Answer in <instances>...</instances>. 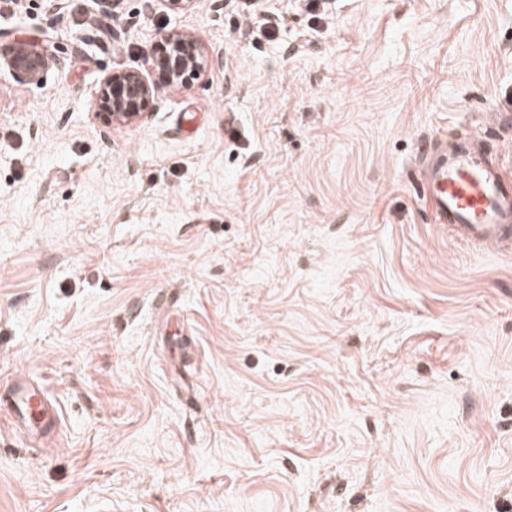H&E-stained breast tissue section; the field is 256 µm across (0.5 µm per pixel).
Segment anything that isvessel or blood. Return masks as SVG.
<instances>
[{"label":"vessel or blood","instance_id":"vessel-or-blood-1","mask_svg":"<svg viewBox=\"0 0 512 512\" xmlns=\"http://www.w3.org/2000/svg\"><path fill=\"white\" fill-rule=\"evenodd\" d=\"M423 199L440 223L475 244L512 240V175L493 166L470 140H441L422 147ZM15 429L36 432L57 419L47 394L27 382L0 397Z\"/></svg>","mask_w":512,"mask_h":512}]
</instances>
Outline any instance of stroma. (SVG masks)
<instances>
[{
	"label": "stroma",
	"mask_w": 512,
	"mask_h": 512,
	"mask_svg": "<svg viewBox=\"0 0 512 512\" xmlns=\"http://www.w3.org/2000/svg\"><path fill=\"white\" fill-rule=\"evenodd\" d=\"M0 0V512H512V254L452 235L422 140L512 174V0ZM224 66L132 129L161 32ZM23 46V54L20 57H15L6 51L4 59L16 75L30 81H37L42 75L40 63L49 54L48 48L51 46L30 43H24ZM9 409L16 430L36 432L59 416L47 394L38 386L18 382L9 397H0V409Z\"/></svg>",
	"instance_id": "35a3bbf8"
}]
</instances>
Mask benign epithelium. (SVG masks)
I'll return each mask as SVG.
<instances>
[{
	"label": "benign epithelium",
	"mask_w": 512,
	"mask_h": 512,
	"mask_svg": "<svg viewBox=\"0 0 512 512\" xmlns=\"http://www.w3.org/2000/svg\"><path fill=\"white\" fill-rule=\"evenodd\" d=\"M49 45L24 44L23 54L5 53L4 59L18 76L30 81L41 78L40 63ZM222 53L203 44L189 33L171 30L152 45L149 70L117 68L105 75L98 87L105 124L133 127L144 121L156 107L160 91L189 85L223 66Z\"/></svg>",
	"instance_id": "1"
}]
</instances>
